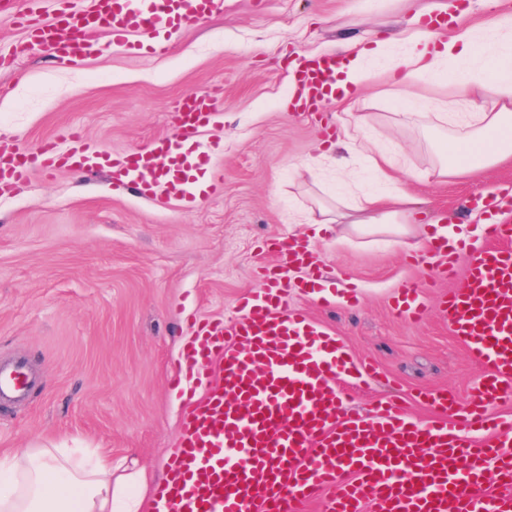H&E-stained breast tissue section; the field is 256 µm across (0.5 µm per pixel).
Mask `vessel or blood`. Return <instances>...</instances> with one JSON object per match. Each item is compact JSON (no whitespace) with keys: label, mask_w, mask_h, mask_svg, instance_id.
I'll return each mask as SVG.
<instances>
[{"label":"vessel or blood","mask_w":512,"mask_h":512,"mask_svg":"<svg viewBox=\"0 0 512 512\" xmlns=\"http://www.w3.org/2000/svg\"><path fill=\"white\" fill-rule=\"evenodd\" d=\"M39 0L18 14L40 44L58 57L94 55L90 31L117 40L137 35V49L154 56L170 49L168 35L213 13L217 0H95L89 12L60 5L53 22L38 20ZM342 55L300 58L291 75L299 111H317L333 95ZM216 115L204 94L174 104L179 135L112 159L115 184L146 197L182 196L191 169L185 141ZM74 155L43 143L28 156L0 148V182H23L33 165L55 168L77 158L92 167L80 134L69 132ZM486 245L463 251L441 243L433 254L437 277L453 276L467 262L462 287L445 295L441 314L449 329L483 367L467 406L445 392L432 398L435 421L412 420L397 403L376 420L353 414L336 391L345 361L336 341L300 309L285 307L286 289L321 287L323 275L304 245H275V263L261 269V285L244 301L232 327L202 324L184 346L181 364L202 395L187 394L180 446L156 487L169 512H306L314 495L327 493L329 512H512V418L488 407L512 380V223L485 224ZM305 269L302 280L288 276ZM398 315L422 319L421 284L404 282L395 297ZM24 364L0 366V400L23 393Z\"/></svg>","instance_id":"vessel-or-blood-1"}]
</instances>
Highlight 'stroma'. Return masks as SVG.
I'll use <instances>...</instances> for the list:
<instances>
[{
    "instance_id": "obj_1",
    "label": "stroma",
    "mask_w": 512,
    "mask_h": 512,
    "mask_svg": "<svg viewBox=\"0 0 512 512\" xmlns=\"http://www.w3.org/2000/svg\"><path fill=\"white\" fill-rule=\"evenodd\" d=\"M221 0L212 15L171 34L157 59L97 32L102 47L87 61H63L14 22L21 0L0 7V142L33 152L54 141L60 152L74 130L106 156H122L162 137L176 138L174 102L214 95L218 116L202 132L207 146L196 170L208 186L188 201L145 198L112 185L111 168H31L0 190V361L24 357L40 381L17 403H0V455L19 448H87L112 457L113 475L141 471L153 499L179 444L184 398L174 379L178 354L197 324L233 325L241 300L260 285L258 269L274 261L266 242L309 237L328 281L319 295L299 288L301 307L336 340L358 383L352 406L393 399L416 421L434 419L424 395L448 391L467 402L480 365L452 335L430 286L425 254L409 257L399 238L357 235L344 224L321 233L295 216L327 207L352 215L356 195L372 188L362 155L324 139L314 115L285 109L294 57L341 50L349 42L385 52L357 111L365 135L392 151L398 188L422 199L429 215L475 229L466 209L478 193L512 191V163L479 179L433 183L432 141L447 132L432 105L449 100L463 67L412 86L397 53L402 36L444 18L443 32L471 29L483 48L473 65H491L485 0ZM416 113L400 124L401 113ZM424 282L423 322L397 315L392 300L406 280ZM355 287V304L336 297Z\"/></svg>"
}]
</instances>
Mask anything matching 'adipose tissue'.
<instances>
[{"label": "adipose tissue", "mask_w": 512, "mask_h": 512, "mask_svg": "<svg viewBox=\"0 0 512 512\" xmlns=\"http://www.w3.org/2000/svg\"><path fill=\"white\" fill-rule=\"evenodd\" d=\"M500 36L498 69H468L452 83L455 101L465 102L476 90L492 97L470 122L456 125L437 152L441 163L431 177L475 179L489 167L512 161V16L495 14L485 22ZM470 31L443 39L439 34L409 36L400 84L434 72L442 62L475 56ZM359 217L351 228L359 235L412 236L424 221L418 197L400 190L370 194L359 200ZM8 473L0 491V512H140V473L113 479L112 458L87 455L76 448H23L0 460Z\"/></svg>", "instance_id": "ef3b65f1"}]
</instances>
